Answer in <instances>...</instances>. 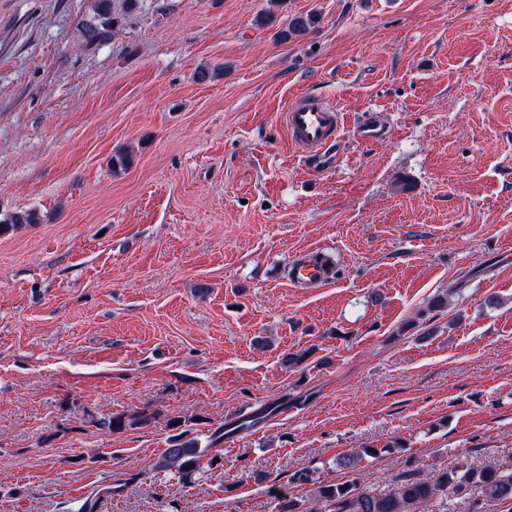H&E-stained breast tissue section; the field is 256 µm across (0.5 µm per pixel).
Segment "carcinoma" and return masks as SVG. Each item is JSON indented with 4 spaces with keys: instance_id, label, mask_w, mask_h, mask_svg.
I'll return each mask as SVG.
<instances>
[{
    "instance_id": "carcinoma-1",
    "label": "carcinoma",
    "mask_w": 512,
    "mask_h": 512,
    "mask_svg": "<svg viewBox=\"0 0 512 512\" xmlns=\"http://www.w3.org/2000/svg\"><path fill=\"white\" fill-rule=\"evenodd\" d=\"M121 21L112 0H97L93 14L82 24L83 39L93 44L109 38ZM316 22V14L298 15L291 18L287 27L277 31V37L286 42L305 34ZM35 214L13 213L0 218V234L19 224H33ZM371 448H356L337 460L341 467L359 469L365 457L373 455ZM206 457L200 440L182 431L171 437L169 447L154 464V469L172 471L188 485ZM473 499L470 512H495L508 508L512 512V468L495 463L481 467L462 463L448 471H432L419 479L403 477L386 494L370 491L360 479L343 483H316L313 502L333 506L332 512H447L448 496Z\"/></svg>"
}]
</instances>
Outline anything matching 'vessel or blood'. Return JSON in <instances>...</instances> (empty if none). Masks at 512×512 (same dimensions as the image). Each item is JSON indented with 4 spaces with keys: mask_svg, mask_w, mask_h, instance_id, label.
<instances>
[{
    "mask_svg": "<svg viewBox=\"0 0 512 512\" xmlns=\"http://www.w3.org/2000/svg\"><path fill=\"white\" fill-rule=\"evenodd\" d=\"M282 120L292 147L315 172L332 164L333 149L349 130L345 127V116L341 110L314 93H303L293 98ZM349 131L361 144L383 141L391 135L389 126L373 119L364 120ZM289 275L291 283L296 286H322L333 277L322 255L316 251L292 260Z\"/></svg>",
    "mask_w": 512,
    "mask_h": 512,
    "instance_id": "b4317fda",
    "label": "vessel or blood"
}]
</instances>
